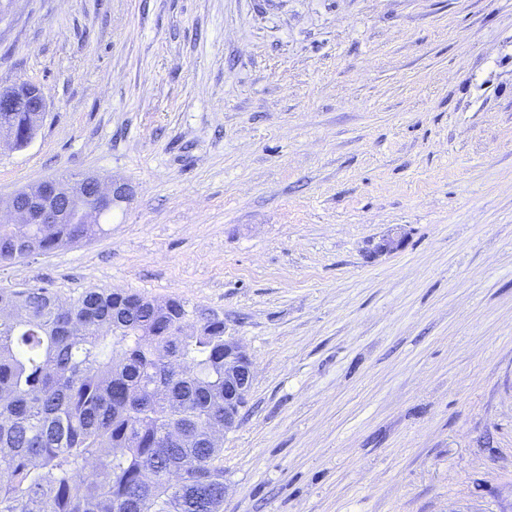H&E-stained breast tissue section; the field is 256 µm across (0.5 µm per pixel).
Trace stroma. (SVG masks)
<instances>
[{"mask_svg":"<svg viewBox=\"0 0 512 512\" xmlns=\"http://www.w3.org/2000/svg\"><path fill=\"white\" fill-rule=\"evenodd\" d=\"M22 81L0 202L133 195L0 289L223 319L253 376L221 512H512V0H12ZM18 89L16 91L18 100L11 112H0V124L4 121L10 129L16 132V140L12 146L15 149H21L28 145V142L23 138V133L33 127L36 130L38 125H34L39 119L40 112L44 113L47 106L45 95L40 90L39 93L43 97V107L40 112H37L41 107V98L36 94L37 85L32 86L31 83L24 82ZM7 125L0 127L1 146L2 143H10L13 138ZM132 196V189L126 183L112 179H97L96 204H110L114 200H128Z\"/></svg>","mask_w":512,"mask_h":512,"instance_id":"obj_1","label":"stroma"}]
</instances>
